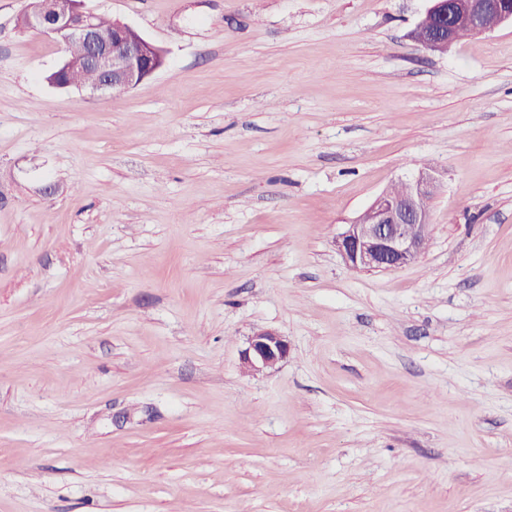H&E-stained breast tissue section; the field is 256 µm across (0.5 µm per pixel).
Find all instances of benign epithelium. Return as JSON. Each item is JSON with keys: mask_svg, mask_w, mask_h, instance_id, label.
<instances>
[{"mask_svg": "<svg viewBox=\"0 0 512 512\" xmlns=\"http://www.w3.org/2000/svg\"><path fill=\"white\" fill-rule=\"evenodd\" d=\"M429 6L411 32L424 47L450 48L465 29L482 35L512 24L508 0H428ZM21 23L29 30L53 36L63 58L51 85L73 87L71 70L92 71L96 79L83 87L91 94L130 90L152 76L164 63V52L131 26L116 22L104 30L86 0H29ZM404 194H379L368 208L336 237V248L354 270L394 271L416 261L431 226L430 203L440 188V178L421 169L403 182ZM290 354L288 339L272 329L247 338L240 361L244 370L260 373L275 368Z\"/></svg>", "mask_w": 512, "mask_h": 512, "instance_id": "benign-epithelium-1", "label": "benign epithelium"}]
</instances>
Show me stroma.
<instances>
[{
	"label": "stroma",
	"instance_id": "35a3bbf8",
	"mask_svg": "<svg viewBox=\"0 0 512 512\" xmlns=\"http://www.w3.org/2000/svg\"><path fill=\"white\" fill-rule=\"evenodd\" d=\"M0 0V512H512V26L426 0H90L162 48L46 77ZM441 175L419 259L336 237ZM288 360L252 375L255 330ZM429 6L411 32L424 47L449 49L465 29L482 35L499 26L512 25V4L508 0H427ZM290 349L285 336L272 329H262L247 338L240 354L241 365L251 373L274 369L288 359Z\"/></svg>",
	"mask_w": 512,
	"mask_h": 512
}]
</instances>
